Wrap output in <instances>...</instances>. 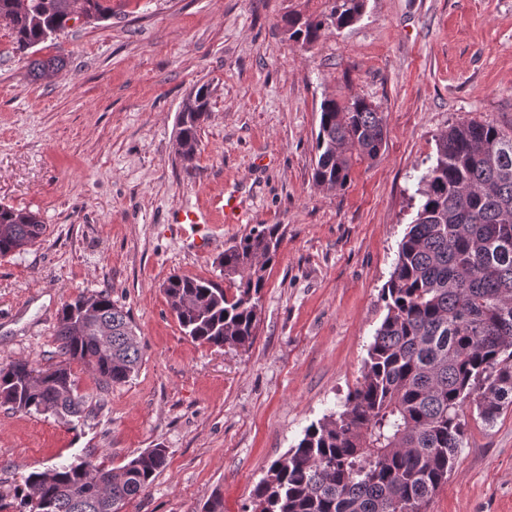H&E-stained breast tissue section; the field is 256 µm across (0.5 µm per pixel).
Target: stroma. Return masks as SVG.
Wrapping results in <instances>:
<instances>
[{"instance_id":"stroma-1","label":"stroma","mask_w":512,"mask_h":512,"mask_svg":"<svg viewBox=\"0 0 512 512\" xmlns=\"http://www.w3.org/2000/svg\"><path fill=\"white\" fill-rule=\"evenodd\" d=\"M326 0H112V17L38 45L65 67L34 79L0 24V203L38 213L43 236L0 257V365L56 360L66 302L109 292L142 360L102 387L73 364L86 417L0 407V512L26 477L79 458L108 468L163 446L168 465L123 512H251L253 490L304 429L338 409L386 315L381 290L415 218L436 137L464 118L512 133V0H366L354 25L309 48L283 19ZM209 85L196 158L176 151L190 92ZM360 97L387 138L351 183L313 181L320 104ZM234 194L243 219L224 221ZM207 210L193 249L180 206ZM260 224L283 234L266 272L252 346L184 336L162 285L219 274L217 258ZM465 437L427 512H512V407L466 411Z\"/></svg>"}]
</instances>
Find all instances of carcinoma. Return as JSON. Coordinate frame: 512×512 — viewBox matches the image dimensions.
<instances>
[{
  "label": "carcinoma",
  "instance_id": "carcinoma-1",
  "mask_svg": "<svg viewBox=\"0 0 512 512\" xmlns=\"http://www.w3.org/2000/svg\"><path fill=\"white\" fill-rule=\"evenodd\" d=\"M70 0H0V20L21 55L67 28ZM97 21L112 0H86ZM316 17L289 15L288 40L311 45L329 26L356 23L365 0H328ZM64 67L34 60L36 78ZM180 113L179 134L199 143L209 87ZM386 119L363 98L320 106L314 182L342 191L353 166L374 162ZM416 218L399 243L383 288L386 315L368 347L344 409L307 426L298 443L271 463L253 491V512H426L448 481L464 438V409L488 424L512 407V135L462 119L436 139V157L421 177ZM0 256L21 252L46 225L26 210L0 205ZM282 240L280 225L251 229L219 259L224 283L172 275L167 303L184 334L222 348L255 339L266 271ZM59 361L0 365V407L82 417L75 394L77 362L104 387L129 381L141 362L131 317L109 294L80 295L62 307L55 329ZM167 449L149 448L117 469L74 460L25 480L21 504L37 512H119L167 466Z\"/></svg>",
  "mask_w": 512,
  "mask_h": 512
}]
</instances>
